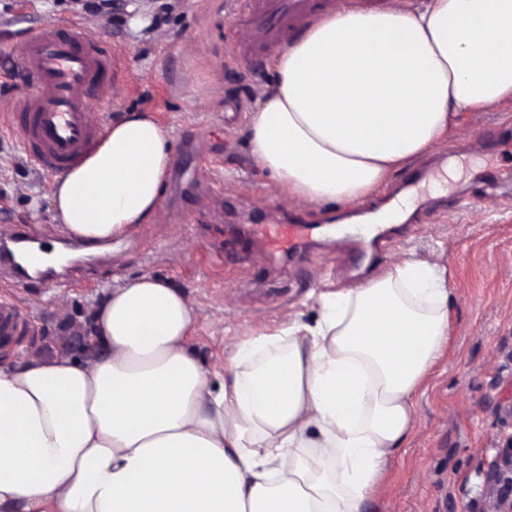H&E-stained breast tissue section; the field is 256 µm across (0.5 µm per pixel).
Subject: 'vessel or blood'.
Instances as JSON below:
<instances>
[{"mask_svg": "<svg viewBox=\"0 0 512 512\" xmlns=\"http://www.w3.org/2000/svg\"><path fill=\"white\" fill-rule=\"evenodd\" d=\"M226 11L242 30L228 56L243 67L269 59L286 40L289 27L307 17L312 0H225ZM120 59L107 47L77 39L68 20L43 22L16 63L35 85L33 93L0 101V126L16 131L27 158L48 176L64 174L88 153L102 131L90 102L115 81ZM312 229L305 224H254L246 231L270 258H302ZM44 239L15 227L0 240V286L17 288L28 271L50 265ZM14 298L0 297V351L31 335Z\"/></svg>", "mask_w": 512, "mask_h": 512, "instance_id": "b4317fda", "label": "vessel or blood"}]
</instances>
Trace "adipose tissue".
I'll return each mask as SVG.
<instances>
[{
    "label": "adipose tissue",
    "instance_id": "ef3b65f1",
    "mask_svg": "<svg viewBox=\"0 0 512 512\" xmlns=\"http://www.w3.org/2000/svg\"><path fill=\"white\" fill-rule=\"evenodd\" d=\"M251 152L294 201L355 206L512 101V0L363 9L336 0L272 61ZM169 139L113 122L56 179V218L97 242L157 220ZM446 271L413 256L315 300V324L241 340L213 387L192 299L145 274L95 312L93 354L28 350L0 367V512H364L448 348Z\"/></svg>",
    "mask_w": 512,
    "mask_h": 512
}]
</instances>
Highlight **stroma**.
Segmentation results:
<instances>
[{"label":"stroma","mask_w":512,"mask_h":512,"mask_svg":"<svg viewBox=\"0 0 512 512\" xmlns=\"http://www.w3.org/2000/svg\"><path fill=\"white\" fill-rule=\"evenodd\" d=\"M116 2L107 21L86 14L80 0H0V44L20 56L41 22L69 19L77 38L115 49L121 68L103 125L122 112L152 113L180 169L167 173L158 222L135 225L86 255L73 288L37 282L22 293L21 311L37 334L0 353L1 366L31 347L65 351L73 331H89L95 306L112 287L144 274L194 297L189 344L207 369L241 338L278 328L284 311L317 320L314 294L347 286L350 247L331 237H317L301 267L285 257L268 261L257 244L249 260L232 257L235 230L331 224L341 208L276 196L269 173L252 161L247 116L225 124L230 102L253 105L271 69L228 62L225 46L236 30L224 0H181L162 21L150 0ZM416 167L426 175L409 182ZM492 175L500 187L490 200L485 181ZM53 184L27 159L18 133L0 130V230L33 224L53 229L54 244L66 241ZM402 193L408 215L379 268L388 270L403 253L438 260L448 275L452 330L446 354L415 397L416 425L388 471L389 491L367 512H494L485 472L512 434V275L504 270L512 258V102L483 113L478 126L454 128L447 148L393 171L363 206L375 211Z\"/></svg>","instance_id":"obj_1"}]
</instances>
